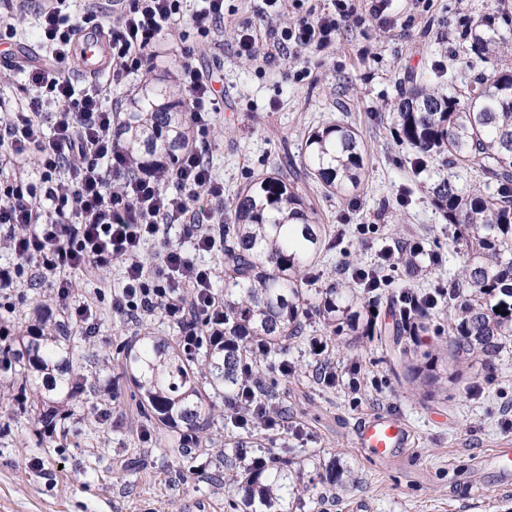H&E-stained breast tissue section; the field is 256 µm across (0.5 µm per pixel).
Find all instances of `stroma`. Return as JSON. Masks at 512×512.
I'll use <instances>...</instances> for the list:
<instances>
[{
  "instance_id": "35a3bbf8",
  "label": "stroma",
  "mask_w": 512,
  "mask_h": 512,
  "mask_svg": "<svg viewBox=\"0 0 512 512\" xmlns=\"http://www.w3.org/2000/svg\"><path fill=\"white\" fill-rule=\"evenodd\" d=\"M40 0H0V114L29 111L37 97L25 69L47 64L38 43L35 13ZM259 0H224L221 48H200L188 15L199 7L186 0L187 15L176 29H163L157 46L144 50L142 65L129 84L113 87L110 97L126 101L143 76L179 73L185 61L213 74L220 95L211 130L198 144L224 183L225 199L253 177L270 173L297 156L311 129L331 121L357 127L368 155L363 186L346 196L308 188L328 228L342 227L340 241H327L316 263L314 288L340 278L342 266L367 268L392 241L442 244L444 262L424 279H409L402 266L385 269L389 292L378 301V324L400 322L394 300L401 288L419 291L446 283L460 266V247L448 244L445 222L428 192L431 179L446 173L441 158L430 172L414 176L411 153L397 144L388 114L398 99L394 77L411 71L428 79L451 71L472 81L489 65L475 55L464 32L469 20L508 9L512 0H392L393 29L372 17L343 21L334 48L305 50L267 66L238 57L231 41L239 22L252 21L261 39L272 29L293 24L297 11L278 18L257 16ZM74 303L92 310L91 327L72 325L75 351L87 357L86 375L116 399L85 403L59 417L53 432L40 434L17 402L0 404V512H229L224 495L221 444L243 436L227 425L216 405L211 433L216 446L184 458L163 453L157 437L143 439L128 385H116L120 360L116 348L140 331L178 337L182 326L163 311L134 321L113 308L124 284L121 263L88 270H65ZM55 304L50 281L23 277L9 297L0 298V346L28 321L38 302ZM327 336L324 356L313 355L308 341ZM433 333L401 334L398 344L380 345L365 336H330L311 319L301 337L289 340L284 354L301 375L278 383L290 409L289 424L301 435L258 427L254 436L273 448L305 451L308 477L329 462L350 466L352 482L330 493L321 506L305 512H512V496L502 495L498 477L484 462L497 448H512V347L502 357L484 359L438 347ZM406 348L404 363L392 356ZM436 350L447 389L413 384L423 352ZM330 359L342 375L359 370V396L343 388L316 384L309 373L320 358ZM396 412L408 422L413 440L399 457L379 463L357 447L354 424L377 412Z\"/></svg>"
}]
</instances>
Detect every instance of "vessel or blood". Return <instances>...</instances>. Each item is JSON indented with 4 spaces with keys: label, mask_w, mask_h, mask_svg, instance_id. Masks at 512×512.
I'll list each match as a JSON object with an SVG mask.
<instances>
[{
    "label": "vessel or blood",
    "mask_w": 512,
    "mask_h": 512,
    "mask_svg": "<svg viewBox=\"0 0 512 512\" xmlns=\"http://www.w3.org/2000/svg\"><path fill=\"white\" fill-rule=\"evenodd\" d=\"M106 41L96 36H85L75 45V56L79 59L84 74L98 76L103 72L102 57ZM411 429L406 420L397 414H376L358 422L356 443L363 453L375 460H383L397 450L409 447Z\"/></svg>",
    "instance_id": "vessel-or-blood-1"
}]
</instances>
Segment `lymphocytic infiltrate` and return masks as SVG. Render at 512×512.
Listing matches in <instances>:
<instances>
[{"mask_svg":"<svg viewBox=\"0 0 512 512\" xmlns=\"http://www.w3.org/2000/svg\"><path fill=\"white\" fill-rule=\"evenodd\" d=\"M67 0H45L38 11V28L53 57L72 52L80 29L96 28L99 16L86 10L74 17L65 13ZM184 0H115L108 22L110 69L106 86L75 87L59 70L33 68L28 79L48 104L54 105L51 128H44L38 110L15 112L0 120V160L22 165L35 158L36 183L15 179L0 190V244L19 261L14 270L0 269V293L15 287L26 263H34L40 278L53 280L57 302L78 322L91 316L88 306L73 305L68 280L58 271L83 269L118 261L125 266L126 284L117 306L139 318L163 308L181 322L192 313L219 312L211 270L197 266L182 247L165 251L160 264L147 268L140 260L145 240L158 236L162 226L193 228L191 248L211 251L216 239L206 225L217 218L209 200L223 197L224 185L213 174L209 158L189 143L167 178L174 191L163 189L155 176L136 179L127 174V155L112 137L120 119L118 106L107 102L109 86L125 84L141 65L143 50L163 28L191 18L210 44L224 41V0H204L202 9L185 15ZM328 11L309 9L278 38L260 42L252 27L236 29L238 56L271 64L301 49L333 48L339 22L370 14L391 26L390 0H332ZM179 80L189 94L190 125L194 135L205 134L218 109L211 79L184 64ZM79 163L74 179L60 177L69 159Z\"/></svg>","mask_w":512,"mask_h":512,"instance_id":"obj_1","label":"lymphocytic infiltrate"}]
</instances>
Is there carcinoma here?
<instances>
[{"instance_id":"carcinoma-1","label":"carcinoma","mask_w":512,"mask_h":512,"mask_svg":"<svg viewBox=\"0 0 512 512\" xmlns=\"http://www.w3.org/2000/svg\"><path fill=\"white\" fill-rule=\"evenodd\" d=\"M479 58L512 50V12L485 13L467 30ZM399 101L390 113L397 143L414 155L417 172L440 156L452 169L479 173L490 193L459 186L453 176L434 181L429 193L448 223L452 242L466 259L448 282V343L457 352L493 359L512 337V65L481 74L468 86L448 74V89L405 75ZM191 130L183 88L175 80L147 77L129 99L117 139L128 156V174L165 180ZM367 156L361 132L329 122L312 129L288 173L276 171L249 181L230 203L234 223L218 226L224 239V329L204 314L191 322L189 347L151 332L120 346V378L133 386L138 411L159 429L160 450L185 457L213 443L211 397L224 399L230 422L254 419V405L239 396L247 378L262 380L276 369L286 342L317 317L334 336L354 333L367 315V335L383 342L387 330L373 322L375 295L340 279L316 291L304 286L327 235L299 182H313L342 195L361 185ZM400 264L417 278L443 264L433 249L407 251ZM500 312H495V309ZM433 311L420 309L404 319L418 335ZM11 357L0 370L11 379L1 390L36 394L34 423L45 427L58 416L56 405L76 402L86 392L100 396L76 365L69 326L47 304L34 310V323L19 332ZM260 468L231 470L224 476L231 512H290L312 490L302 481L301 455L269 448L251 458Z\"/></svg>"}]
</instances>
